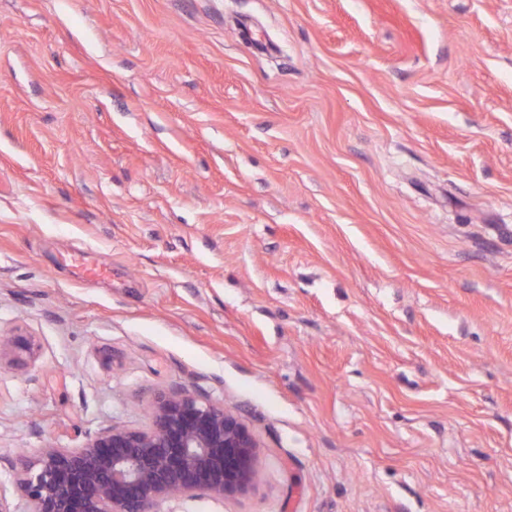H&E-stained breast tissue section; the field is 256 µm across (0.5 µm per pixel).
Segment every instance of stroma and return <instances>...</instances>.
Wrapping results in <instances>:
<instances>
[{"label": "stroma", "mask_w": 512, "mask_h": 512, "mask_svg": "<svg viewBox=\"0 0 512 512\" xmlns=\"http://www.w3.org/2000/svg\"><path fill=\"white\" fill-rule=\"evenodd\" d=\"M15 335L12 512L173 389L261 455L159 512H512V0H0ZM32 343L27 336L0 337V361L3 354L10 355L15 363H24L32 354Z\"/></svg>", "instance_id": "obj_1"}]
</instances>
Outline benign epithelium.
I'll list each match as a JSON object with an SVG mask.
<instances>
[{"label":"benign epithelium","mask_w":512,"mask_h":512,"mask_svg":"<svg viewBox=\"0 0 512 512\" xmlns=\"http://www.w3.org/2000/svg\"><path fill=\"white\" fill-rule=\"evenodd\" d=\"M23 363L26 336L0 337V357ZM148 430L114 426L78 448L21 460L29 512H154L181 497L224 498L256 479L259 445L226 407L184 391L157 401Z\"/></svg>","instance_id":"1"}]
</instances>
